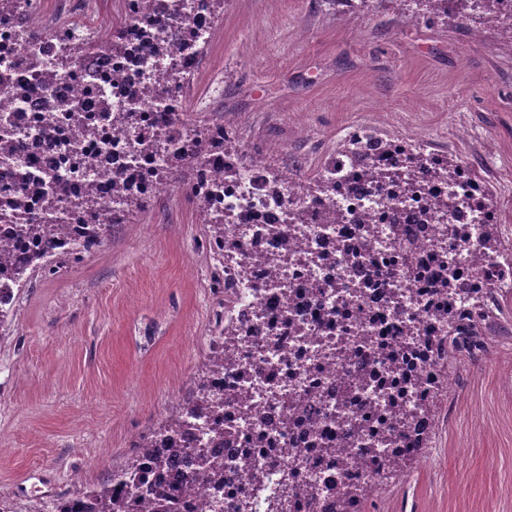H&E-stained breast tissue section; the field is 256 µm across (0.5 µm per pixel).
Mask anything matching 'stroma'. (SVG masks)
<instances>
[{"label": "stroma", "instance_id": "1", "mask_svg": "<svg viewBox=\"0 0 512 512\" xmlns=\"http://www.w3.org/2000/svg\"><path fill=\"white\" fill-rule=\"evenodd\" d=\"M235 118L267 163L310 180L359 125L466 163L512 245V51L499 31L325 0H224L187 91ZM183 189L96 249L30 273L0 328V512L95 485L175 415L204 367L224 295ZM479 364L451 369L420 459L369 512H512V288Z\"/></svg>", "mask_w": 512, "mask_h": 512}]
</instances>
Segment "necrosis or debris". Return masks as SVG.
<instances>
[{
  "label": "necrosis or debris",
  "instance_id": "obj_1",
  "mask_svg": "<svg viewBox=\"0 0 512 512\" xmlns=\"http://www.w3.org/2000/svg\"><path fill=\"white\" fill-rule=\"evenodd\" d=\"M179 2L150 0L146 16L129 14L116 54L99 51L66 60L59 40H39L32 52L53 73L44 81L17 58L25 17L0 15V135H15L12 165L0 166V187L23 192L39 212L59 182L74 196L95 186L99 204L82 216L85 224L111 223L122 202L112 197L113 181L123 183L130 201L171 190L160 170L182 156L185 138H170L166 154L135 159L112 118L145 110L138 130L153 134L168 129L173 113L185 112L184 91L171 74L198 73V49L216 24L211 0H187L182 15ZM150 42L161 44L162 55L147 51ZM50 110L79 112L91 120L94 134L72 148L71 127L63 118L44 136L41 118ZM356 136L358 155L340 154L335 167L323 171L332 187L326 196L307 191L291 172L274 180L251 165L235 125L217 120L197 135L208 148L195 164L192 193L231 217L224 254L241 271L233 282L240 299L228 311L236 337L224 349V373L213 385L236 384L252 394L249 405L225 408L232 431L208 449L223 459L227 475L246 463L267 471L264 493L247 512H266L267 497L277 495L287 477L317 494L320 512H340L336 489L345 475L370 483L389 457L383 451L378 466L364 463L365 406L391 399L396 408L411 410L397 445L414 447L432 421L421 408L423 390L413 384L436 383L442 374L439 310L459 312L512 285V250L478 267L472 263L486 225L496 223L498 213L468 168L450 180L440 176L435 155H428L423 168L413 170L415 188L407 193L395 183L379 184L371 174L408 168L409 157L419 153L415 142L390 147L368 128ZM230 168L235 176L225 177ZM451 195L462 204L448 211L442 203ZM330 201L342 212L341 222H327ZM295 211L304 213L305 224L288 241L274 238L271 227ZM396 237L409 240L412 266L390 265ZM258 253H286L291 260L269 266L255 261ZM337 337L349 346L346 357H316L321 343ZM356 371L366 377L361 402L337 407L338 390ZM285 393L304 399L302 416L287 427ZM329 446L343 450L347 470L328 462L323 450Z\"/></svg>",
  "mask_w": 512,
  "mask_h": 512
}]
</instances>
